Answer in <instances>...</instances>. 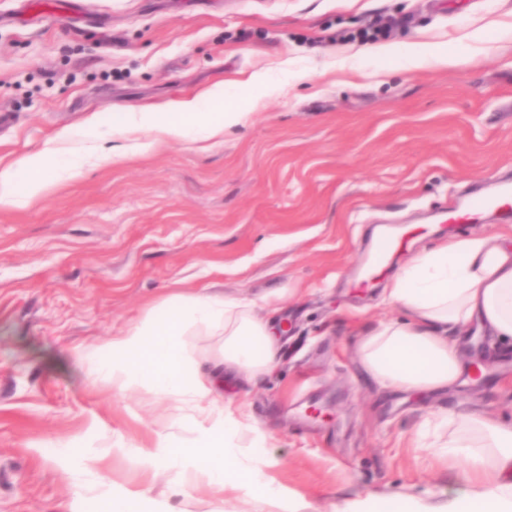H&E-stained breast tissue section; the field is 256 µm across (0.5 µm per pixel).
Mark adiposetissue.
Instances as JSON below:
<instances>
[{
    "label": "adipose tissue",
    "instance_id": "adipose-tissue-1",
    "mask_svg": "<svg viewBox=\"0 0 512 512\" xmlns=\"http://www.w3.org/2000/svg\"><path fill=\"white\" fill-rule=\"evenodd\" d=\"M366 53L401 56L410 69L432 64L454 68L467 61L459 52L420 41L400 53L389 45L367 48ZM209 102L205 112L194 99L165 112H128L123 126L165 138L208 140L249 118L248 100L216 92ZM78 175L79 166L65 149L36 151L18 168L0 170V205L33 203L50 177L72 180ZM384 300L404 308L407 317L360 338L357 352L366 373L389 388L418 393L450 389L465 372L459 343L473 326L484 328L500 351H512V228L451 238L419 252L394 276ZM199 326L223 329L227 368L258 376L278 361L277 332L254 315L252 304L177 293L104 345L100 366L120 387L143 386L168 399L173 424L192 434L184 441L158 435L151 450L141 455L145 467L174 468L183 480L201 474L212 487L267 501L275 489L255 452L264 436L252 431L240 408L213 403L223 380L220 374L202 371L187 348V336ZM430 421L450 430L438 457L448 467H462L465 486L438 503L405 497L398 512H512V424L480 414L454 418L444 412Z\"/></svg>",
    "mask_w": 512,
    "mask_h": 512
}]
</instances>
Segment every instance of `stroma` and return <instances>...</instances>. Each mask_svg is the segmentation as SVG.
<instances>
[{"instance_id": "35a3bbf8", "label": "stroma", "mask_w": 512, "mask_h": 512, "mask_svg": "<svg viewBox=\"0 0 512 512\" xmlns=\"http://www.w3.org/2000/svg\"><path fill=\"white\" fill-rule=\"evenodd\" d=\"M469 50L474 63L409 70L372 60L359 34ZM512 0H0V170L47 146L82 156L27 206L0 205V512H97L102 485L139 491L147 512H281L239 492L187 488L140 463L157 433L186 437L145 388L86 383L100 348L169 295L254 302L285 324L268 374H224L217 401L270 436L265 474L304 512L370 494L442 500L459 469L413 445L431 412L512 422V354L486 359L473 328L452 389H383L360 334L402 318L382 302L398 268L454 236L512 226L441 212L471 186L512 177ZM267 74L274 92L245 86ZM223 89L255 102L206 143L127 131L123 115ZM110 132L84 150L64 133ZM152 142L150 150L141 145ZM405 231L371 287L361 258L377 227ZM103 456L99 474L86 456Z\"/></svg>"}]
</instances>
